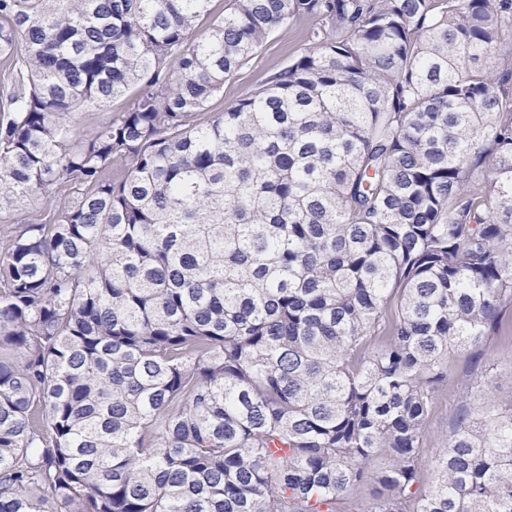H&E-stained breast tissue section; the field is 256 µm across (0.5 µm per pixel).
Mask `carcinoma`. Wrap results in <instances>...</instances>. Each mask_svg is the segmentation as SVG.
<instances>
[{"mask_svg":"<svg viewBox=\"0 0 512 512\" xmlns=\"http://www.w3.org/2000/svg\"><path fill=\"white\" fill-rule=\"evenodd\" d=\"M210 2L0 0V214L73 190L0 225V512H512L488 392L415 490L448 358L512 336V0H233L199 36ZM306 20L290 21L281 26L261 48L255 59L224 83L222 97L216 98L209 112H225L238 99L263 82L266 77L284 66L300 49L308 47ZM72 200V194L69 190L61 186L55 187L46 195H36L25 205V214L35 216L40 214L43 207L49 204L51 207L59 208L68 205ZM47 201V202H46Z\"/></svg>","mask_w":512,"mask_h":512,"instance_id":"1","label":"carcinoma"}]
</instances>
